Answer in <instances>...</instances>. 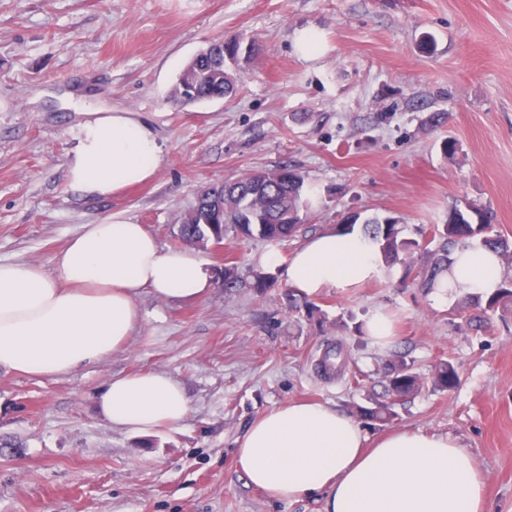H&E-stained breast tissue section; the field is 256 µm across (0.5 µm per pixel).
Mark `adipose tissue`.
<instances>
[{"label": "adipose tissue", "mask_w": 512, "mask_h": 512, "mask_svg": "<svg viewBox=\"0 0 512 512\" xmlns=\"http://www.w3.org/2000/svg\"><path fill=\"white\" fill-rule=\"evenodd\" d=\"M67 155L71 188L106 199L151 180L164 161L155 132L137 113H87ZM438 296L495 294L503 267L493 249H457ZM384 271L362 233L309 237L284 265L296 293L313 297L363 287ZM205 258L163 247L146 225L120 217L82 225L52 271L0 262V370L62 377L123 347L142 316L143 291L191 303L214 287ZM113 428L140 434L188 414L184 386L161 371L116 375L95 398ZM248 485L279 501L324 497V512H490L491 491L472 455L451 435L396 429L379 439L344 410L289 403L253 420L236 441Z\"/></svg>", "instance_id": "adipose-tissue-1"}]
</instances>
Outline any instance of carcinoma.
Listing matches in <instances>:
<instances>
[{"label": "carcinoma", "mask_w": 512, "mask_h": 512, "mask_svg": "<svg viewBox=\"0 0 512 512\" xmlns=\"http://www.w3.org/2000/svg\"><path fill=\"white\" fill-rule=\"evenodd\" d=\"M184 81L194 89L200 100L224 98L236 90L235 74L223 69L214 58L200 59L184 72ZM309 186L305 175L283 166L279 174L255 170L224 181V190L217 198L207 193L199 196L195 206L184 216L176 233L183 244L194 246L206 236L222 239L228 230L242 238L259 237L271 242H283L300 232L309 208ZM363 232L377 245L388 265L401 263L412 269L414 261L411 244L401 238L400 221L391 215L374 216L364 221ZM438 246L427 251L426 264L418 277L422 288L432 289L440 276L448 270L452 253L458 247H467L476 236L481 245L491 247L501 262L512 266V244L493 233L485 218L472 222L469 214L454 209L448 213V222L433 228ZM501 311L512 313V286H503L495 295L484 300L466 296L458 308L459 315L468 323H481L485 314ZM458 374L453 364L442 360L431 377L434 388L442 391L453 388ZM382 394L374 393L367 404L355 407L357 417L378 422H390L396 416L395 406L400 401L420 392L424 381L413 371L405 358L397 356L386 363L381 381Z\"/></svg>", "instance_id": "carcinoma-1"}]
</instances>
